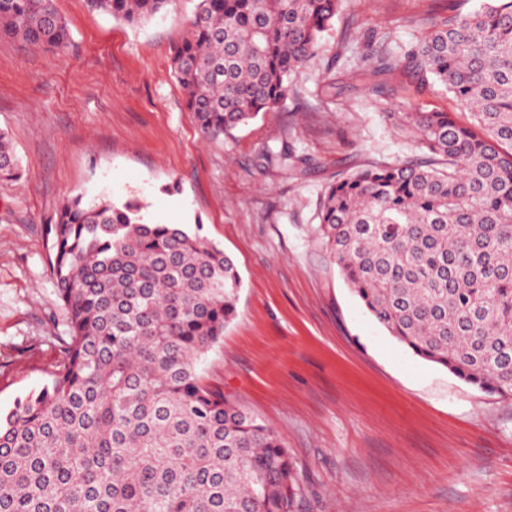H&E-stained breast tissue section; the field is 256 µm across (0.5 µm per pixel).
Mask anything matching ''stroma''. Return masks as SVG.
Returning <instances> with one entry per match:
<instances>
[{
    "mask_svg": "<svg viewBox=\"0 0 512 512\" xmlns=\"http://www.w3.org/2000/svg\"><path fill=\"white\" fill-rule=\"evenodd\" d=\"M197 0L131 25L55 0L68 52L0 38V131L22 177L0 184V410L39 389L63 319L44 227L63 199H135L152 224L202 225L243 279L234 320L202 364L205 384L285 441L295 512H512V398L415 356L345 284L314 235L326 187L414 157L380 105L468 113L406 70L404 54L448 0H343L282 111L206 138L172 70ZM288 150L287 166L267 161Z\"/></svg>",
    "mask_w": 512,
    "mask_h": 512,
    "instance_id": "1",
    "label": "stroma"
}]
</instances>
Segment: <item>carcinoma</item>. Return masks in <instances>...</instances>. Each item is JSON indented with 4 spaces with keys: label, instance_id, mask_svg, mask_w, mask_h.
I'll use <instances>...</instances> for the list:
<instances>
[{
    "label": "carcinoma",
    "instance_id": "carcinoma-1",
    "mask_svg": "<svg viewBox=\"0 0 512 512\" xmlns=\"http://www.w3.org/2000/svg\"><path fill=\"white\" fill-rule=\"evenodd\" d=\"M172 0H88L131 25ZM340 0H198L173 69L187 111L219 137L283 108ZM0 35L64 51L54 0H0ZM406 69L469 110L386 118L423 158L371 164L325 191L316 233L370 315L416 356L512 397V0L456 13L371 81ZM21 169L0 132V183ZM134 201L62 203L45 227L63 309L39 390L0 414V512H294L282 438L203 384L243 286L224 249Z\"/></svg>",
    "mask_w": 512,
    "mask_h": 512
}]
</instances>
